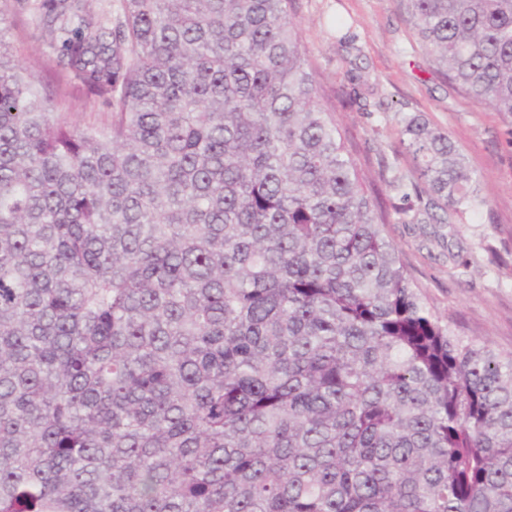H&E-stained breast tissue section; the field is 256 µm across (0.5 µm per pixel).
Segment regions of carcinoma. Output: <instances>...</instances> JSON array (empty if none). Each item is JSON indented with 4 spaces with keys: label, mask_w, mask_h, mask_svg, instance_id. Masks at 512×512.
<instances>
[{
    "label": "carcinoma",
    "mask_w": 512,
    "mask_h": 512,
    "mask_svg": "<svg viewBox=\"0 0 512 512\" xmlns=\"http://www.w3.org/2000/svg\"><path fill=\"white\" fill-rule=\"evenodd\" d=\"M396 2L512 116V0ZM292 3L46 0L84 129L0 20V512H512V353L413 287ZM402 144L484 202L447 132Z\"/></svg>",
    "instance_id": "1"
}]
</instances>
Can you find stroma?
Returning <instances> with one entry per match:
<instances>
[{"label":"stroma","mask_w":512,"mask_h":512,"mask_svg":"<svg viewBox=\"0 0 512 512\" xmlns=\"http://www.w3.org/2000/svg\"><path fill=\"white\" fill-rule=\"evenodd\" d=\"M42 2L0 0L10 50L62 119L100 124L108 112L64 68L60 43L42 29ZM293 19L373 197L391 214L384 233L416 290L457 336L512 353V117L429 64L396 0H295ZM414 115L446 130L483 180L484 203L444 224H410L403 214L418 204L401 192L417 178L400 142Z\"/></svg>","instance_id":"obj_1"}]
</instances>
